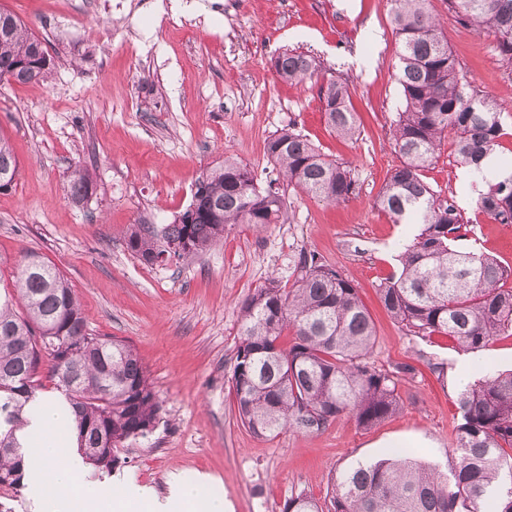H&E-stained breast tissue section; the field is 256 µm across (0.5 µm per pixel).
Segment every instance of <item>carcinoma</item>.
I'll list each match as a JSON object with an SVG mask.
<instances>
[{
  "instance_id": "1",
  "label": "carcinoma",
  "mask_w": 512,
  "mask_h": 512,
  "mask_svg": "<svg viewBox=\"0 0 512 512\" xmlns=\"http://www.w3.org/2000/svg\"><path fill=\"white\" fill-rule=\"evenodd\" d=\"M445 2L458 23L493 36L500 61L512 68V0ZM389 6L404 98L392 137L402 161L387 175L377 206L393 223L420 231L402 251L399 271L381 284L379 299L407 335L446 336L461 352L481 350L512 336V287H504L512 270L475 247L458 249L473 229L423 172L452 138L457 162L480 176L477 207L512 224V160L497 159L506 135L503 104L473 87L458 66L429 0H389ZM51 66L45 44L1 8L0 81L40 83ZM272 67L291 85H319L330 131L346 140L357 135L350 87L321 76L315 57L286 49ZM265 153L276 177L263 185L254 170L226 156L199 176L190 203L170 223L131 226L127 250L146 264H183L236 224L262 230L284 221L288 188L327 204L355 194L350 165L322 153L292 125L266 140ZM18 174L9 139L0 134V191L11 189ZM94 191L89 170L75 166L67 183L72 201ZM297 272L291 287L272 279L241 306L231 385L242 424L273 439L287 428L319 433L342 418L368 429L401 413L400 374L411 367L385 369L370 360L375 326L354 281L315 251L299 254ZM44 367L72 409L78 451L99 471L112 470L118 447L149 434L159 418L161 403L137 350L92 333L68 279L28 252L15 293L0 294V490L24 486L28 465L19 433L45 389ZM456 408L451 475L394 453L348 469L322 501L299 492L282 512H512V371L469 384Z\"/></svg>"
}]
</instances>
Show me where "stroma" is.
Returning <instances> with one entry per match:
<instances>
[{"instance_id":"35a3bbf8","label":"stroma","mask_w":512,"mask_h":512,"mask_svg":"<svg viewBox=\"0 0 512 512\" xmlns=\"http://www.w3.org/2000/svg\"><path fill=\"white\" fill-rule=\"evenodd\" d=\"M226 0H0L28 24L53 59L37 85H0V131L20 164L0 192V284L11 286L25 251L55 264L76 291L90 330L130 341L162 412L147 436L121 448L115 477L157 496L171 482L203 483L229 512H282L295 493H330L340 474L386 457L391 446L452 467L460 390L487 372L512 370V336L462 352L445 336L405 335L377 289L419 232L376 205L401 157L391 129L402 105L397 42L387 0H248L225 19ZM443 17L448 47L477 90L512 113V70L493 37ZM290 48L347 81L360 134L330 133L314 86L280 80L271 60ZM324 154L351 163L357 189L332 206L287 191L280 224H239L190 263L146 265L125 247L134 224H164L191 199L196 179L231 156L266 176L264 145L288 124ZM87 164L94 194L74 204L68 175ZM464 213L486 252L512 268V224L479 211L472 180L444 142L425 172ZM316 251L352 278L374 320L372 361L414 366L402 377L403 410L365 429L342 419L320 433L255 437L237 413L230 378L243 301L269 278L290 287L301 251Z\"/></svg>"}]
</instances>
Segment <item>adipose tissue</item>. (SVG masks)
Segmentation results:
<instances>
[{
    "label": "adipose tissue",
    "instance_id": "1",
    "mask_svg": "<svg viewBox=\"0 0 512 512\" xmlns=\"http://www.w3.org/2000/svg\"><path fill=\"white\" fill-rule=\"evenodd\" d=\"M70 419L57 410L52 398H43L34 414L32 432L37 444L32 449L42 483L31 491L37 512H128L144 503V490L135 485L116 489L107 480H86L82 464L67 451Z\"/></svg>",
    "mask_w": 512,
    "mask_h": 512
}]
</instances>
